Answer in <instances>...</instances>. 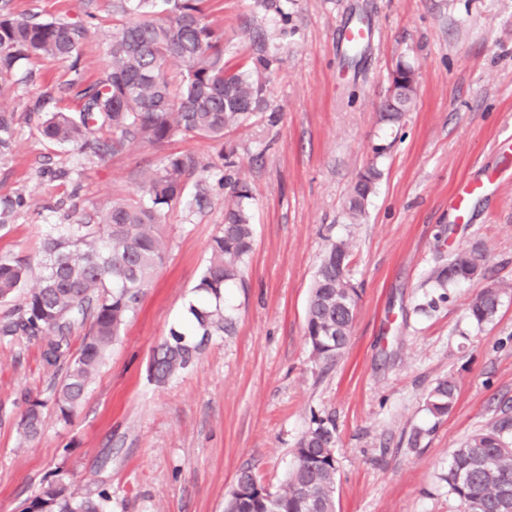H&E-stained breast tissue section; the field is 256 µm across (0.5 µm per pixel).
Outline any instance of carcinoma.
Returning a JSON list of instances; mask_svg holds the SVG:
<instances>
[{"label": "carcinoma", "mask_w": 512, "mask_h": 512, "mask_svg": "<svg viewBox=\"0 0 512 512\" xmlns=\"http://www.w3.org/2000/svg\"><path fill=\"white\" fill-rule=\"evenodd\" d=\"M207 0H130L122 9L132 18L112 24L109 61L101 76L84 85L79 51L91 27L62 21H42L34 15L0 18V77L11 74L21 60L50 58L69 63L71 77L60 88L69 103L48 115L46 92L29 105L43 139L77 149L91 148L102 160L119 154L133 141L163 145L183 136L222 141L224 135L248 124L267 106V74L276 55L258 32L250 35L251 53L230 66L224 31L206 21ZM416 95V76L409 66L396 70L382 109L383 120L395 123ZM15 112L0 104V153L11 149ZM197 167L188 155L169 154L161 165L143 175L146 204L113 201L96 218L63 224L46 239L45 258L37 285L23 306L0 322V337L40 338L43 361L63 367L51 400L66 419L83 401L105 354L135 312L144 288L162 264L161 234L168 209L201 205L205 190L186 195L184 177ZM380 171L373 165L352 184L348 211L354 220L365 213ZM229 192L224 224L211 241V257L197 290L215 303L190 309L201 336L231 327L221 299L224 288L242 277L252 251L253 229L248 187L222 177ZM349 245L341 241L324 252L306 310L305 333L312 354L332 365L350 335L359 293L346 274ZM31 265L0 255V301L13 298L24 287ZM476 257L467 251L450 255L432 277L442 288L474 279ZM512 286L480 291L468 304L478 325L495 317L503 293ZM89 324L79 355L68 363L65 347L77 324ZM185 333L170 331L153 357L152 376L158 383L186 369L197 347L184 341ZM456 402V384L439 381L426 397V410L436 418L448 415ZM43 402L33 401L22 420L25 442L42 434ZM336 428L315 421L295 448V463L279 490L261 485L242 471L226 500L224 512H336ZM448 493L463 512H507L512 508V416H503L471 434L454 449L443 476ZM26 512H112V495L105 489L81 494L58 479L44 485Z\"/></svg>", "instance_id": "cac0c4a2"}]
</instances>
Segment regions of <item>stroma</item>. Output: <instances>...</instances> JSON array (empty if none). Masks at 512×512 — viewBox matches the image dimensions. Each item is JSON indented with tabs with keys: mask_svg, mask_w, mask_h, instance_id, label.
Here are the masks:
<instances>
[{
	"mask_svg": "<svg viewBox=\"0 0 512 512\" xmlns=\"http://www.w3.org/2000/svg\"><path fill=\"white\" fill-rule=\"evenodd\" d=\"M114 0H0V15L97 26L80 50L86 81L108 60ZM287 26L261 0H208L230 63L251 51L248 30L266 31L278 61L269 112L223 143L187 137L129 144L99 160L48 144L27 115L41 93L69 78L67 64L25 63L0 82L16 136L0 154V200L25 195L0 228V254L39 269L57 225L141 197L140 174L168 154L190 155L205 187L203 207L170 209L165 258L89 384L62 420L48 401L55 382L42 343L0 340V512H22L42 486L64 476L79 492L112 493V512H224L240 471L278 490L312 417L336 425L337 512H459L442 479L471 433L512 408V289L492 322L470 323L466 307L487 284L512 286V0H288ZM370 28L355 66L340 31ZM412 66L417 97L397 123L380 118L398 64ZM236 165L224 167L225 151ZM381 172L361 223L346 215L350 188L369 164ZM252 195L253 249L242 280L224 290L233 318L189 367L157 384L155 347L188 327L209 244L224 222V174ZM483 184L465 220L450 198ZM350 244L348 275L359 290L343 355L324 366L304 334L319 259ZM466 250L481 274L448 288L431 278ZM452 378L453 410L425 408L428 391ZM44 400L43 433L19 434L28 403Z\"/></svg>",
	"mask_w": 512,
	"mask_h": 512,
	"instance_id": "stroma-1",
	"label": "stroma"
}]
</instances>
